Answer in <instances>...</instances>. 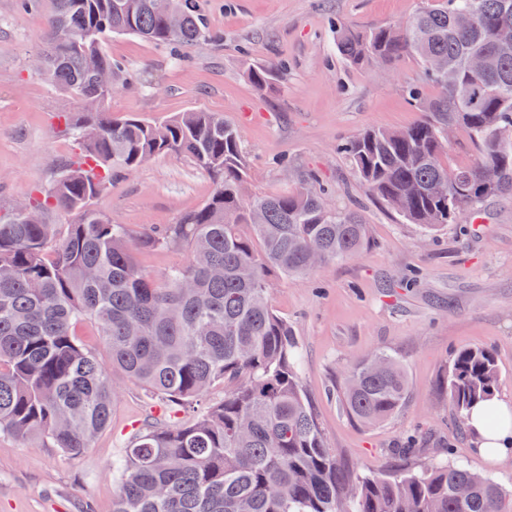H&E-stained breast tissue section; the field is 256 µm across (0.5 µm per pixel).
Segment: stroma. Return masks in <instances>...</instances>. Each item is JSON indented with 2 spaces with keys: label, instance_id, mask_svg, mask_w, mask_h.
Instances as JSON below:
<instances>
[{
  "label": "stroma",
  "instance_id": "obj_1",
  "mask_svg": "<svg viewBox=\"0 0 512 512\" xmlns=\"http://www.w3.org/2000/svg\"><path fill=\"white\" fill-rule=\"evenodd\" d=\"M425 0H200L212 38L172 48L115 34L105 51L123 66L108 105L113 116L162 118L212 112L242 134L251 192L276 194L316 172L327 201L357 207L372 245L353 260L318 268L304 282L270 272V301L301 347L299 377L331 448L350 474L396 467L425 469L451 456L479 474L512 484V451L480 453L470 435H453L443 380L457 350L482 347L498 364L499 396L512 400V196L489 200L479 218H460L433 235L403 221L370 195L338 143L369 129H401L421 118L404 92L421 81L416 61L359 67L336 51L334 22L362 28L412 17ZM45 14L0 0V215L36 196L79 151L63 112L82 108L31 66L44 49ZM277 66L265 89L253 66ZM213 182L187 158L167 155L114 177L95 201L133 235L173 224L202 206ZM418 287L403 283L410 269ZM381 349L405 367L409 396L388 422L364 426L339 403L344 370ZM110 425L90 448L70 456L35 441L0 434V512H112L119 477L112 463L148 410L141 386L122 373ZM425 432L420 453L395 450Z\"/></svg>",
  "mask_w": 512,
  "mask_h": 512
}]
</instances>
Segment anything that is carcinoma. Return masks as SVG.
<instances>
[{"label":"carcinoma","mask_w":512,"mask_h":512,"mask_svg":"<svg viewBox=\"0 0 512 512\" xmlns=\"http://www.w3.org/2000/svg\"><path fill=\"white\" fill-rule=\"evenodd\" d=\"M39 74L92 111L63 114L80 153L27 201L29 213L0 219V433L35 437L78 454L111 420L110 370L136 380L172 409L224 385V400L190 424L150 414L115 468L112 512H512V494L491 478L446 460L420 473L346 477L328 447L298 377L299 347L269 300L267 272L305 279L321 265L359 256L369 227L352 208L325 199L315 175L284 193L249 196L241 134L212 112L151 121L106 110L96 72L121 79L103 49L114 33L187 46L206 37L198 0H169L182 15L172 31L155 0H47ZM512 0H431L404 23L354 29L336 24L339 54L354 65L412 58L437 89L407 86L424 118L403 130H367L338 145L363 185L411 224L432 232L484 202L512 193ZM481 56L476 72L471 60ZM443 63V70L432 67ZM277 68L256 66L259 88ZM454 128L448 140L445 129ZM479 155L448 165L459 144ZM179 154L213 179L200 208L177 223L132 236L92 207L116 173ZM74 216L65 226L49 213ZM182 248L187 262L158 279L139 268V250ZM82 319L103 336L109 362L73 333ZM500 384L492 353L457 352L448 399L460 422L476 405L491 430L512 424L492 404ZM404 367L384 352L352 363L342 408L365 426L404 408Z\"/></svg>","instance_id":"1"}]
</instances>
